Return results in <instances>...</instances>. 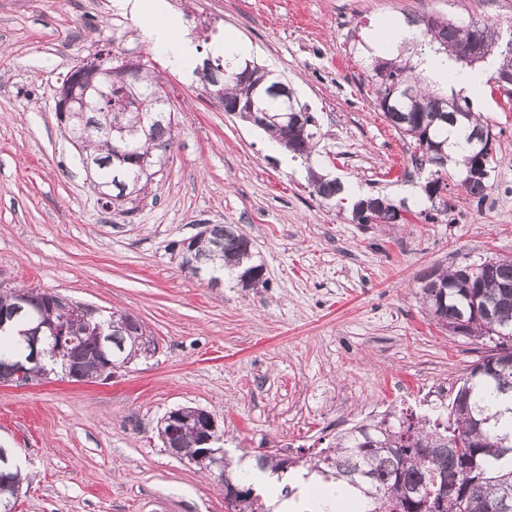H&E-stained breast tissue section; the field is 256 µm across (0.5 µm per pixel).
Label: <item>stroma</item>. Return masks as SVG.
I'll list each match as a JSON object with an SVG mask.
<instances>
[{
  "instance_id": "1",
  "label": "stroma",
  "mask_w": 512,
  "mask_h": 512,
  "mask_svg": "<svg viewBox=\"0 0 512 512\" xmlns=\"http://www.w3.org/2000/svg\"><path fill=\"white\" fill-rule=\"evenodd\" d=\"M139 0H0V288H41L134 315L154 355L92 383L0 384V445L29 472L13 512H229L224 486L172 455L158 420L212 413L226 452L318 451L394 410L430 411L484 356L416 294L419 277L512 257V104L486 85L474 111L495 135L492 189L473 202L449 180L431 221L414 151L375 107L364 62L386 21L435 13L507 29L512 0H166L191 33L233 31L314 112L324 174L405 201L404 224H354L309 193L306 166L210 101L189 68L148 43ZM163 77L175 141L152 195L104 208L55 112L64 75L96 50ZM208 224L248 235L268 285L208 287L169 241Z\"/></svg>"
}]
</instances>
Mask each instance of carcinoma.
Listing matches in <instances>:
<instances>
[{
    "label": "carcinoma",
    "instance_id": "cac0c4a2",
    "mask_svg": "<svg viewBox=\"0 0 512 512\" xmlns=\"http://www.w3.org/2000/svg\"><path fill=\"white\" fill-rule=\"evenodd\" d=\"M406 18L419 27L420 45L438 52L442 44L466 46L488 33L490 25L472 18L429 16ZM491 56L499 66L490 75L493 83L502 71L512 72V32L506 44H496ZM375 102L391 100L382 108V116L397 132L410 139L416 150L415 162L429 170L435 188L422 186L429 201L441 199L438 191L448 186V162L463 167L460 186L467 195L481 203L490 188L488 179L494 157L484 159L485 174L473 178L479 162L473 152L472 139L491 126L479 112L471 110L468 100L454 88L438 94L424 86L411 58L399 60L386 74L374 72L366 65ZM193 73L202 88L218 84L224 111L252 123L250 113L236 111L238 104L254 102L255 108L270 118L259 129L286 149L285 125L281 116L291 106L307 109L298 97L270 94L280 77L252 63V68L236 60L207 52L195 64ZM143 107H128L120 90L111 84L108 72L97 78V92L89 99L86 127L81 148L84 155L100 161L98 182L112 185V195L122 194L125 185L137 184L146 190L152 184L165 153L175 140L171 113L155 103L164 82L156 72L140 68L134 77ZM321 139L318 124L305 133L294 134L296 156L310 159ZM444 146L448 159L433 166L432 144ZM311 193L321 201L343 208L344 185L309 170ZM385 199L381 194H364L352 205L351 222L380 224L378 211L365 202ZM205 236H194L169 244L172 255H189L201 271L203 280L238 279L246 268L259 270L256 287H267L264 266L253 261L250 239L235 224H212ZM464 263L448 269L434 268L420 278L418 293L428 315L455 336L489 346L488 354L472 365L455 390L447 421L412 413L393 412L379 421L352 426L334 438L329 446L303 462L307 473L324 482L342 481L363 497V512H512V424L499 423L501 413L490 412L496 402L505 405L512 415V258H486L477 269L463 272ZM56 294L36 288L0 290V314L12 317L0 321V329L10 328L20 340L0 338V379L12 377L13 368L25 355L21 337L32 333L31 326L43 315L64 329L71 340L70 359L56 365L28 363L26 368L37 377L45 371L60 369L75 382L87 375L112 377L113 359L133 362L140 357L131 341L144 336L141 322L126 312L104 314L91 307L73 317L62 308L52 306ZM110 337L107 346L98 345V331ZM256 465L282 479L296 462L276 453L256 458ZM25 480L9 465V455L0 446V512L17 499ZM224 500L235 512H270L261 497L244 488L232 495L224 486Z\"/></svg>",
    "mask_w": 512,
    "mask_h": 512
}]
</instances>
